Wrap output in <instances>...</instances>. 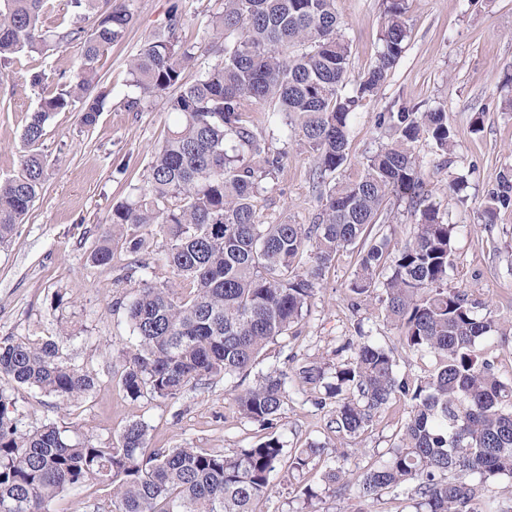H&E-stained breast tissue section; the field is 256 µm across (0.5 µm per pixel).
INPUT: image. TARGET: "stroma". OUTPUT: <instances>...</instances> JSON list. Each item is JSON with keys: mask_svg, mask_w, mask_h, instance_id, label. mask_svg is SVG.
Instances as JSON below:
<instances>
[{"mask_svg": "<svg viewBox=\"0 0 512 512\" xmlns=\"http://www.w3.org/2000/svg\"><path fill=\"white\" fill-rule=\"evenodd\" d=\"M130 3L135 24L101 62L98 88L107 98L96 125L83 127L74 110L48 120L41 146L47 160L44 188L14 235L0 244V337H51L69 364L94 375L99 384L64 408L55 398L4 377L0 388L15 399L21 427L52 421L98 442L139 421L147 426L153 448L186 446L229 453L271 435L289 449L312 442L324 445L326 455L313 462L304 477L280 471L268 496L255 505L257 512H299L303 488L323 489L326 467L341 465L360 472L394 446L407 411L406 403H394L347 442L346 455H337L336 437L326 428L329 414L317 405L316 391L301 384L299 368L310 362L335 364L338 348L360 336L389 345L398 332L384 316L382 290L352 308L348 284L361 255L359 247L350 246L326 269L300 336L267 346L247 374L212 378L175 399L126 396L120 355L135 344L124 306L138 286L129 275L136 256L116 248L111 265L104 267L94 265L90 253L98 227L108 223L113 206L147 177L171 124L163 95L144 101L140 111L127 110V100L139 95L127 64L176 8L185 19L177 32L179 41L201 48L195 67L186 73L187 79H194L221 61L211 47L210 19L222 9V0ZM405 7V50L377 95L356 112L347 159L336 179L356 180L367 157L384 144L377 127L380 113L413 106L424 111L444 108L454 150L440 152L423 139L416 143L415 154L429 203L455 227L448 285L466 290L502 319H512V208L499 210L489 229L481 218L488 192L502 172L512 168V112L499 107L506 93L504 76L512 72V0H406ZM385 8L386 0H336L345 23L351 76L374 64L381 50ZM41 93L21 65L0 69V181L20 169L23 126ZM267 112V107L251 106L249 127L269 152L283 153L284 158L279 171L262 179L257 205L263 219L268 224L317 223L320 188L313 157L289 141L281 127L270 124ZM477 112L483 115L478 130L473 127ZM460 176L467 180L463 192L449 191V183ZM388 209L390 221L381 226V233L395 246L411 240L418 211L398 197L390 198ZM275 368L288 377V395L269 428L237 414L234 397Z\"/></svg>", "mask_w": 512, "mask_h": 512, "instance_id": "1", "label": "stroma"}]
</instances>
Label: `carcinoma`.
I'll list each match as a JSON object with an SVG mask.
<instances>
[{
  "instance_id": "1",
  "label": "carcinoma",
  "mask_w": 512,
  "mask_h": 512,
  "mask_svg": "<svg viewBox=\"0 0 512 512\" xmlns=\"http://www.w3.org/2000/svg\"><path fill=\"white\" fill-rule=\"evenodd\" d=\"M47 0H0V66L19 55L43 53L38 22ZM405 0H389L381 32L382 49L349 96L348 51L335 0H224L211 20L217 40H230L220 63L191 83L184 74L196 61L194 47L174 34L184 24L178 9L165 31L147 40L131 58L128 73L141 99H168L175 115L155 153L146 182L112 208L90 254L96 265L112 262L123 244L132 253L151 250L162 238L164 267L177 285L156 279L147 264L137 293L126 307L135 348L123 355L122 388L136 400L148 392L175 399L186 389L217 376L247 372L263 349L295 333L309 309L323 271L344 248L361 243L363 253L349 283L353 305L382 282L385 317L400 332L408 353L429 351L438 358L429 374L412 378L396 370L395 349L375 341L331 371L309 364L299 369L303 383L322 386L317 405L330 407L328 429L345 440L364 432L391 403L410 402L398 442L374 466L354 472L341 466L323 474L327 490L362 505L385 492L404 489L415 512H493L482 507L488 485L506 479L512 495V383L500 379L493 361L477 350L483 338L500 331L492 312H481L459 289L448 287L453 226L426 203L414 143L431 139L453 148L448 113L402 109L379 115L390 141L368 157L364 175L336 181L346 161L350 121L363 100L385 83L407 38ZM98 0H69L73 13L95 14L91 27L73 26L57 44L78 47L80 64L68 89L44 87L42 70L30 82L43 87L39 106L26 118L27 151L20 172L0 182V243L13 236L46 178L39 150L47 121L74 108L93 127L103 98L88 91L99 79L98 63L135 21L121 0L97 9ZM248 104L271 107L269 122L293 117L287 136L313 156L317 179L332 181L319 196L318 224H266L256 199L262 171L279 169L282 155L270 154L245 119ZM240 152L225 149L226 138ZM250 159H245V155ZM408 197L421 209L417 232L388 249L373 234L385 221L390 196ZM512 206V169L488 195L485 221ZM314 265L300 269L304 253ZM0 376L36 389L60 404L90 393L96 378L68 364L52 339L0 338ZM286 398V376L273 370L235 397L240 415L273 425ZM12 399L0 391V512H56L62 495L98 481L110 488L96 512H255L254 502L271 488L274 476L303 473L325 453L311 443L285 453L271 435L232 454L197 448L148 449V428L126 425L106 443L72 440L56 423L19 427L10 416Z\"/></svg>"
}]
</instances>
